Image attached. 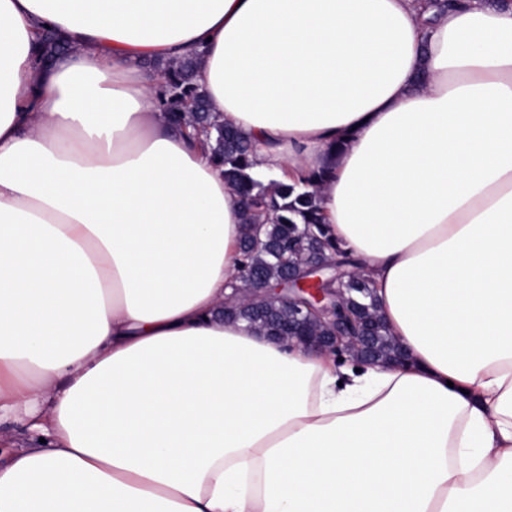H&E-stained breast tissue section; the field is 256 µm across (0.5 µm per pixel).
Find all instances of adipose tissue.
I'll return each mask as SVG.
<instances>
[{
	"mask_svg": "<svg viewBox=\"0 0 512 512\" xmlns=\"http://www.w3.org/2000/svg\"><path fill=\"white\" fill-rule=\"evenodd\" d=\"M188 55L407 365L224 318L243 204L141 67ZM2 422L0 512H512V5L0 0ZM67 45L60 40L54 31L43 32L40 38V47L38 50V61L42 66L51 63L55 57L66 51Z\"/></svg>",
	"mask_w": 512,
	"mask_h": 512,
	"instance_id": "1",
	"label": "adipose tissue"
}]
</instances>
